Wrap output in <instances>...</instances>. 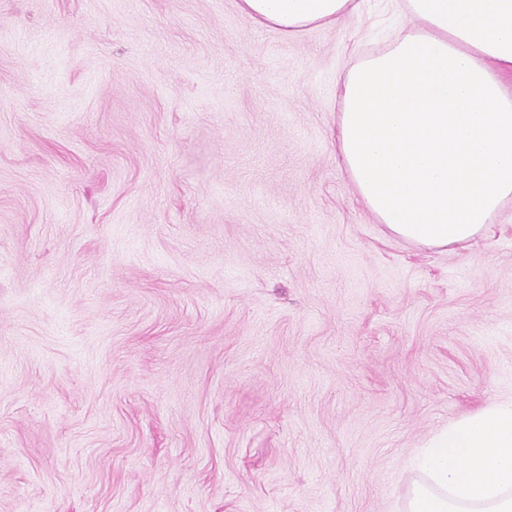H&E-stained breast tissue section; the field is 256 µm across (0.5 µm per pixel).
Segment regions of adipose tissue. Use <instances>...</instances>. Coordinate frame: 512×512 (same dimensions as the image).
Here are the masks:
<instances>
[{"label":"adipose tissue","mask_w":512,"mask_h":512,"mask_svg":"<svg viewBox=\"0 0 512 512\" xmlns=\"http://www.w3.org/2000/svg\"><path fill=\"white\" fill-rule=\"evenodd\" d=\"M294 39L360 0H236ZM411 29L340 74L336 150L359 203L395 236L458 249L512 199V0H405ZM396 512H512V399L439 427Z\"/></svg>","instance_id":"1"}]
</instances>
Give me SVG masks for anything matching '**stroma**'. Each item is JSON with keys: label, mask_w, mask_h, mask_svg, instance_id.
I'll list each match as a JSON object with an SVG mask.
<instances>
[{"label": "stroma", "mask_w": 512, "mask_h": 512, "mask_svg": "<svg viewBox=\"0 0 512 512\" xmlns=\"http://www.w3.org/2000/svg\"><path fill=\"white\" fill-rule=\"evenodd\" d=\"M235 0H0V512H392L512 396V200L423 249L356 200L336 77Z\"/></svg>", "instance_id": "1"}]
</instances>
